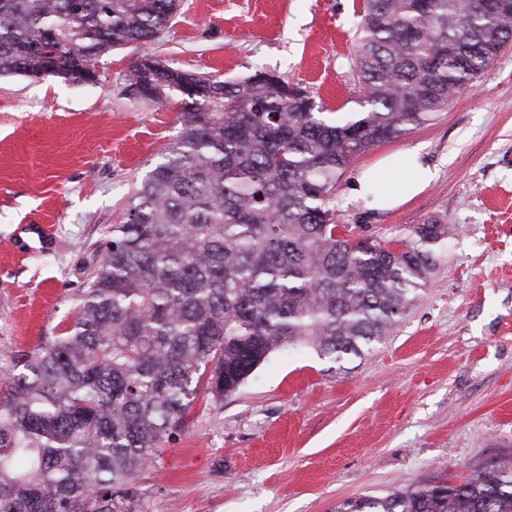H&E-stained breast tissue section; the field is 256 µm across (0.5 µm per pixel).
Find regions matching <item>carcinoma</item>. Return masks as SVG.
<instances>
[{
	"label": "carcinoma",
	"mask_w": 512,
	"mask_h": 512,
	"mask_svg": "<svg viewBox=\"0 0 512 512\" xmlns=\"http://www.w3.org/2000/svg\"><path fill=\"white\" fill-rule=\"evenodd\" d=\"M179 0H0V75L47 76L147 42ZM512 41V0H365L362 112L333 123L279 76L208 79L149 170L61 333L0 370V512H145L138 475L197 398L221 401L283 347L341 365L417 301L448 225L399 247L342 236L330 199L351 158L446 108ZM155 101L196 78L157 59ZM333 512H512V456L462 482Z\"/></svg>",
	"instance_id": "cac0c4a2"
}]
</instances>
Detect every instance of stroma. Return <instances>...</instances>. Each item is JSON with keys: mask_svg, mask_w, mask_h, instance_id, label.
Masks as SVG:
<instances>
[{"mask_svg": "<svg viewBox=\"0 0 512 512\" xmlns=\"http://www.w3.org/2000/svg\"><path fill=\"white\" fill-rule=\"evenodd\" d=\"M363 5L181 0L155 39L100 57L94 81L1 76L0 367L73 322L99 239L180 132V99L131 91L136 61L225 80L274 73L346 121L359 110ZM417 144L438 168L424 192L388 212L349 196L358 170ZM331 206L367 237L433 219L452 235L434 245L420 298L348 370L284 348L223 401L199 399L139 475L146 512H333L512 456V43L430 121L351 159Z\"/></svg>", "mask_w": 512, "mask_h": 512, "instance_id": "stroma-1", "label": "stroma"}]
</instances>
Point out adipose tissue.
Returning <instances> with one entry per match:
<instances>
[{
  "mask_svg": "<svg viewBox=\"0 0 512 512\" xmlns=\"http://www.w3.org/2000/svg\"><path fill=\"white\" fill-rule=\"evenodd\" d=\"M407 157L403 166L387 157L379 166L359 171L351 183V196L370 208L389 210L420 194L436 179L438 171L425 160L422 145L408 149Z\"/></svg>",
  "mask_w": 512,
  "mask_h": 512,
  "instance_id": "ef3b65f1",
  "label": "adipose tissue"
}]
</instances>
